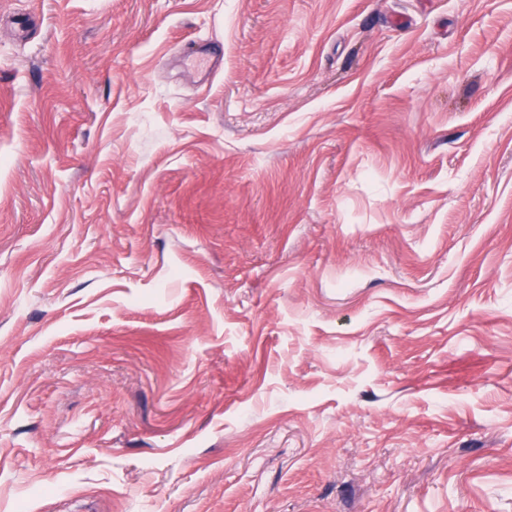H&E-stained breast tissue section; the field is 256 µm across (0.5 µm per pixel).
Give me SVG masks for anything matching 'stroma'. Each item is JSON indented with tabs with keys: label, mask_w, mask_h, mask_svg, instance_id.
<instances>
[{
	"label": "stroma",
	"mask_w": 512,
	"mask_h": 512,
	"mask_svg": "<svg viewBox=\"0 0 512 512\" xmlns=\"http://www.w3.org/2000/svg\"><path fill=\"white\" fill-rule=\"evenodd\" d=\"M0 512H512V0H0ZM182 57L184 60L200 61L205 65V72L213 73L220 65L221 57L220 52L207 45L191 44L183 49Z\"/></svg>",
	"instance_id": "35a3bbf8"
}]
</instances>
